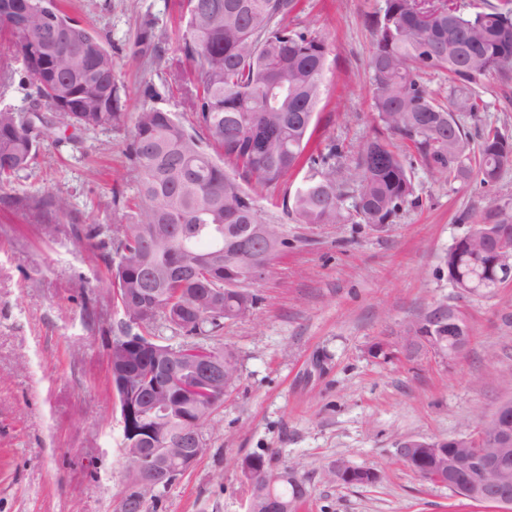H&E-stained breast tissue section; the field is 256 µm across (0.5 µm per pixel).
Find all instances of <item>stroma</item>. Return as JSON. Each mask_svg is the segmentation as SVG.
<instances>
[{
    "label": "stroma",
    "mask_w": 512,
    "mask_h": 512,
    "mask_svg": "<svg viewBox=\"0 0 512 512\" xmlns=\"http://www.w3.org/2000/svg\"><path fill=\"white\" fill-rule=\"evenodd\" d=\"M64 5L110 44L128 112L151 105L192 124L179 91L165 83L185 27L180 0ZM383 7L384 0H302L291 19L328 45L315 146L334 141L352 158L375 134L369 61ZM147 20L168 37L164 62L134 54ZM148 86L156 96H145ZM476 92L489 108L462 116L465 127L492 126L512 138V81L489 79ZM132 135L128 125L78 133L70 143L46 137L33 165L0 190V512H115L129 480L105 347L121 314L103 307L90 318L84 309L89 289L106 284L107 267L69 223L45 237L9 198L59 194L82 223H112L113 192L127 203L137 192L127 157ZM310 175L304 166L257 190L288 247L252 285L259 298L252 315L224 324L222 342L238 356L240 381L204 431L207 454L167 490L162 512H247L241 462L251 454L264 455L275 473L297 466L308 490L302 512H499L423 480L398 460L394 444L458 435L512 398V285L491 296L465 294L443 265L472 229L467 214L512 215V168L490 187L445 182L415 163L420 206L380 228L304 224L286 213L284 200ZM439 301L465 315L472 340L462 358L426 350L372 356L375 343L396 342ZM339 461L380 478L369 486L330 480Z\"/></svg>",
    "instance_id": "1"
}]
</instances>
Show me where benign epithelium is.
Listing matches in <instances>:
<instances>
[{"label":"benign epithelium","instance_id":"obj_1","mask_svg":"<svg viewBox=\"0 0 512 512\" xmlns=\"http://www.w3.org/2000/svg\"><path fill=\"white\" fill-rule=\"evenodd\" d=\"M253 235L259 240L262 250L254 252L244 246L240 255L247 267L246 284L251 286L263 279L271 262L284 249L280 241L270 238L263 224L253 225ZM491 264L512 272V255L503 247L496 248L490 259ZM426 317L436 318L448 324L452 345L422 333L425 321L416 319L407 326L404 336L392 347L380 346L379 353L387 356L412 355L422 349L445 359H457L464 355L470 344V336L462 313L454 308L434 306ZM154 348L148 341L133 336H119L108 351V365L116 362L132 364L133 359L146 350ZM224 383V366L209 349L187 346L181 350L178 363H162L158 375L146 387L137 388L124 395L121 425L131 437L132 445L124 449L129 466L130 482L135 489L156 488L169 481L173 470L180 468L187 472L207 453L202 429L188 427L182 434L184 447L173 453L160 447L159 436L153 431L136 424L141 411L160 410L163 414H174L180 410L179 400L191 391H203L209 386ZM512 410V402H503L489 417V423L479 426L462 437L448 439V447L431 449L426 458L427 466L417 470L424 480L457 487L458 477L464 473L476 476L474 484L461 491L462 496L480 502H490L505 510L512 507V424L506 415ZM374 478L373 469L357 468L347 463L336 464V481H351L357 476ZM279 482H296L294 470L277 477ZM275 481V482H277ZM275 482L270 481L264 489L267 512H291L301 503L299 499H284L275 493Z\"/></svg>","mask_w":512,"mask_h":512}]
</instances>
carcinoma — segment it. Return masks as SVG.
I'll return each mask as SVG.
<instances>
[{
    "mask_svg": "<svg viewBox=\"0 0 512 512\" xmlns=\"http://www.w3.org/2000/svg\"><path fill=\"white\" fill-rule=\"evenodd\" d=\"M0 31L9 35L0 54V86L15 82L12 59H21L30 80L27 112L0 109V188L34 161L54 128L62 132L119 128L128 112L123 88L112 72V50L59 0H0ZM300 0H182L186 14L179 52L183 68L173 74L185 91L197 127L185 126L167 110L144 106L134 118L128 156L137 173L139 203L112 224H90L83 239L110 272L109 288L93 302L113 306L123 319L153 333L158 353L173 355L197 340L224 361L232 383L239 380L233 349L214 342L224 321L244 318L256 295L240 281L235 262L216 267V249L227 257L249 240L248 226L270 224L257 195L248 188L277 185L308 162L316 174L297 187L290 208L304 224L356 221L390 224L407 206L419 203L411 166L384 132L408 141L440 180L485 186L512 167V143L487 127L477 150L459 115L488 105L475 87L498 77L512 79V8L464 14L448 0L420 8L413 0H384L375 20L370 58L372 110L383 131L366 141L354 164L343 162L341 145L307 153L321 101L327 44L318 33L288 19ZM165 48L152 22L141 28L134 55L160 60ZM446 71L452 81L448 104L440 103L421 80ZM353 194V211L342 199ZM43 216L45 235L58 231L56 218L73 215L63 196L26 193L14 198ZM480 235L486 224H507L490 208L470 216ZM480 244L460 238L444 257L448 279L463 291L493 295L506 273L488 266ZM223 303H210L211 293ZM218 407L181 403L182 416L148 421L165 441L192 421L204 429Z\"/></svg>",
    "mask_w": 512,
    "mask_h": 512,
    "instance_id": "obj_1",
    "label": "carcinoma"
}]
</instances>
